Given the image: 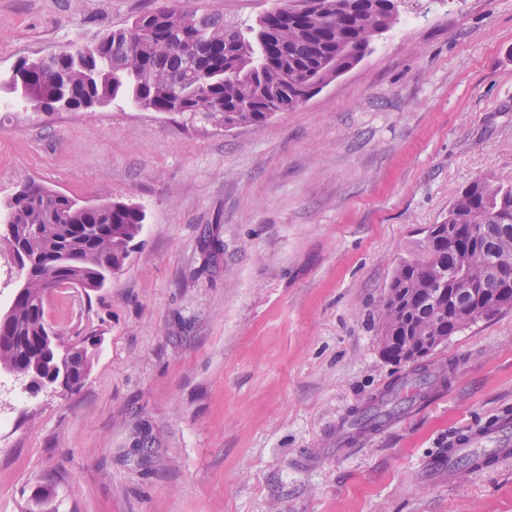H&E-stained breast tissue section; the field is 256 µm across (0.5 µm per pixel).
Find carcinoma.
Wrapping results in <instances>:
<instances>
[{
	"instance_id": "1",
	"label": "carcinoma",
	"mask_w": 512,
	"mask_h": 512,
	"mask_svg": "<svg viewBox=\"0 0 512 512\" xmlns=\"http://www.w3.org/2000/svg\"><path fill=\"white\" fill-rule=\"evenodd\" d=\"M290 2L288 16L269 11L245 29L216 13L156 10L106 33L92 55L74 46L37 70L22 62L0 81V91L46 112H85L119 98L191 124L258 128L354 67L397 20L396 0ZM144 221L137 205H89L35 182L0 205V225L14 239L24 277L50 278L88 298L123 267ZM428 250L427 263L397 267L379 306L382 353L412 367L364 412L366 427L445 382V371H429L414 353L512 308V270L505 277L496 270L501 256L512 257V186L489 176L464 187L442 222L430 225ZM17 294L0 322V369L38 388L62 372L70 387L82 385L99 339L66 337L56 371L41 368L49 353L43 336L50 295L37 286Z\"/></svg>"
}]
</instances>
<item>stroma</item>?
<instances>
[{
	"mask_svg": "<svg viewBox=\"0 0 512 512\" xmlns=\"http://www.w3.org/2000/svg\"><path fill=\"white\" fill-rule=\"evenodd\" d=\"M278 0H169L234 25ZM159 0H0V75L99 40ZM346 74L259 128L117 100L0 112V204L31 180L143 207L122 271L51 296L103 338L77 389L0 372V512H512V459L448 474L455 440L512 421V309L426 358L430 398L356 436L406 373L376 311L466 185H512V0H398Z\"/></svg>",
	"mask_w": 512,
	"mask_h": 512,
	"instance_id": "35a3bbf8",
	"label": "stroma"
}]
</instances>
